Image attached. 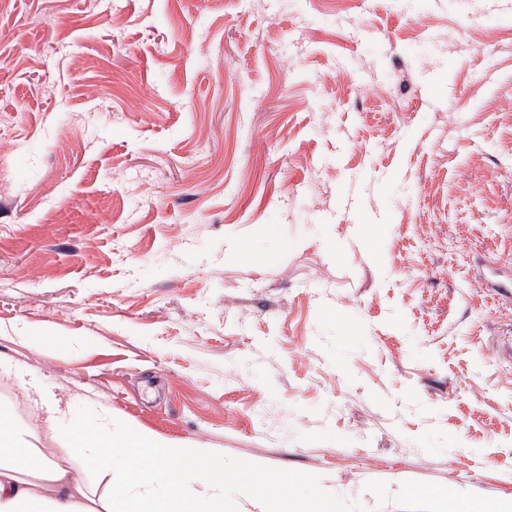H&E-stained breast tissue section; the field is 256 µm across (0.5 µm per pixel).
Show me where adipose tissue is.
I'll use <instances>...</instances> for the list:
<instances>
[{
	"label": "adipose tissue",
	"instance_id": "adipose-tissue-1",
	"mask_svg": "<svg viewBox=\"0 0 512 512\" xmlns=\"http://www.w3.org/2000/svg\"><path fill=\"white\" fill-rule=\"evenodd\" d=\"M71 451L24 446L10 409L0 406V512H112L68 464Z\"/></svg>",
	"mask_w": 512,
	"mask_h": 512
}]
</instances>
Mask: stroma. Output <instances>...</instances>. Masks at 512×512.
<instances>
[{"label": "stroma", "instance_id": "35a3bbf8", "mask_svg": "<svg viewBox=\"0 0 512 512\" xmlns=\"http://www.w3.org/2000/svg\"><path fill=\"white\" fill-rule=\"evenodd\" d=\"M39 385L367 512L512 497V0H0V404Z\"/></svg>", "mask_w": 512, "mask_h": 512}]
</instances>
